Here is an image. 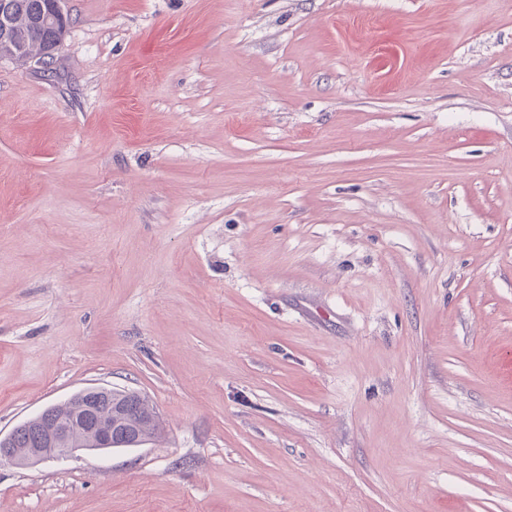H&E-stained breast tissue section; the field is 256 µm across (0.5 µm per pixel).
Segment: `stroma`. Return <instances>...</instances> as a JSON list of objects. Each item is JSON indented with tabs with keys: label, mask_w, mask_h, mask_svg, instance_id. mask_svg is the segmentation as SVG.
Segmentation results:
<instances>
[{
	"label": "stroma",
	"mask_w": 512,
	"mask_h": 512,
	"mask_svg": "<svg viewBox=\"0 0 512 512\" xmlns=\"http://www.w3.org/2000/svg\"><path fill=\"white\" fill-rule=\"evenodd\" d=\"M0 61V434L142 446L0 512H512V0H66ZM105 393L110 396H99L88 398V394ZM86 396V397H84ZM83 397L82 400L90 401L103 413L111 414L116 409L123 413L126 420L131 424L139 423L140 432L145 435L133 439L130 444L117 445L113 443L112 431H121L126 427V422L121 416H118L112 425V415L109 420L101 425L95 426L87 433L85 439L76 447L66 448L62 446L63 438L70 434L73 429L79 428L88 421H95L97 412L94 406L84 404L83 402L75 403L60 415L56 412V406L45 410V415L39 425L25 431L19 432L11 443L9 442L16 429L8 436L0 437V466L4 463L20 467L34 466L45 461H65L74 456L79 451H95L108 452L112 448L119 447H139L148 441V437L153 436L159 429V423L145 418V415L154 409L152 403L143 395L131 390H112L106 387H89L83 389L63 403H67L73 399ZM63 403H60L63 404ZM158 418L157 412L152 414ZM60 416V417H59ZM59 418V419H58ZM58 427L56 434L48 435L43 441L41 448L42 436ZM148 436V437H146ZM19 455H27L24 458ZM29 448V450H28ZM28 450V452H27Z\"/></svg>",
	"instance_id": "1"
}]
</instances>
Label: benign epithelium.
<instances>
[{"instance_id": "obj_1", "label": "benign epithelium", "mask_w": 512, "mask_h": 512, "mask_svg": "<svg viewBox=\"0 0 512 512\" xmlns=\"http://www.w3.org/2000/svg\"><path fill=\"white\" fill-rule=\"evenodd\" d=\"M64 0H48L47 11L30 20V23L40 27L49 26L58 30L59 34L66 32L69 24L68 15L64 11ZM20 17L16 14L13 0H0V60L9 59L17 63H26L36 58L40 63L54 55L60 46L62 39H57L51 47H43L34 54L29 51L27 44L13 37L18 28ZM95 407L82 402L71 405L60 415L57 432L48 435L43 441V447L31 448L23 458L19 457L14 449L9 447L11 436L0 437V465L6 463L20 467L34 466L45 461H65L79 451L108 452L117 447L113 443L112 432L124 429L126 422L122 417L115 420H107L99 426H94L87 433L85 439L76 447L66 448L62 446L63 438L82 424L96 420Z\"/></svg>"}]
</instances>
